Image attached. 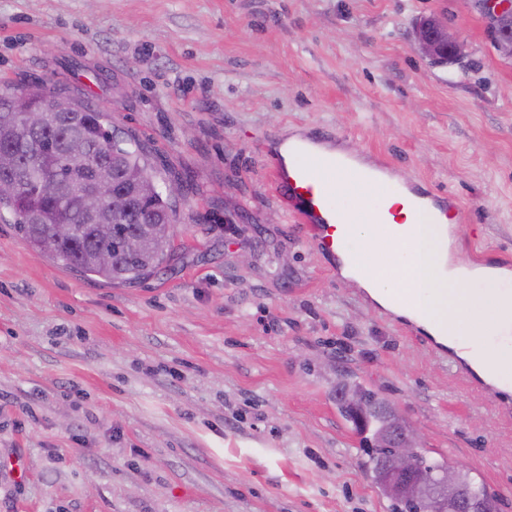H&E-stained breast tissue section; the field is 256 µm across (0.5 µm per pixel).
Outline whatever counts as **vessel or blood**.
I'll return each mask as SVG.
<instances>
[{
	"instance_id": "obj_1",
	"label": "vessel or blood",
	"mask_w": 512,
	"mask_h": 512,
	"mask_svg": "<svg viewBox=\"0 0 512 512\" xmlns=\"http://www.w3.org/2000/svg\"><path fill=\"white\" fill-rule=\"evenodd\" d=\"M329 139L326 130L314 128L289 142L285 150L290 162L275 168L273 177L291 215L307 224L320 250L332 257L350 249L348 239L337 235V225L375 223L381 218L378 198H371L355 209L341 203L337 196V178L351 174L359 183L378 189L386 186L390 168L381 164L365 169L352 156L322 154L321 149ZM396 190L408 197L412 219L426 224L444 223L449 211L456 208L453 196L423 189L417 183L404 182L397 185Z\"/></svg>"
}]
</instances>
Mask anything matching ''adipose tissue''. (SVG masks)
<instances>
[{"label": "adipose tissue", "instance_id": "adipose-tissue-1", "mask_svg": "<svg viewBox=\"0 0 512 512\" xmlns=\"http://www.w3.org/2000/svg\"><path fill=\"white\" fill-rule=\"evenodd\" d=\"M391 216L377 224H351L349 236L360 238L368 247L388 246L397 266L393 278L369 266H344L342 274L365 288L382 306H389L402 292L417 296L410 315L433 336L447 337L460 356L476 355L480 364L494 368L502 388L512 387V285L501 279L483 277L476 284L494 311L489 331L480 335L461 332V314L468 304L462 283L448 267V232L428 229L409 218L408 201L398 195L383 199Z\"/></svg>", "mask_w": 512, "mask_h": 512}]
</instances>
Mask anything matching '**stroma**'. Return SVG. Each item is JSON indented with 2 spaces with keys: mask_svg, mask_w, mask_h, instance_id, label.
Instances as JSON below:
<instances>
[{
  "mask_svg": "<svg viewBox=\"0 0 512 512\" xmlns=\"http://www.w3.org/2000/svg\"><path fill=\"white\" fill-rule=\"evenodd\" d=\"M431 17L463 59L415 49ZM34 81L109 112L180 217L166 268L131 285L0 222V512H391L340 383L512 512V394L342 276L267 148L327 129L452 194L459 259L512 263V57L473 0H0V87Z\"/></svg>",
  "mask_w": 512,
  "mask_h": 512,
  "instance_id": "obj_1",
  "label": "stroma"
}]
</instances>
